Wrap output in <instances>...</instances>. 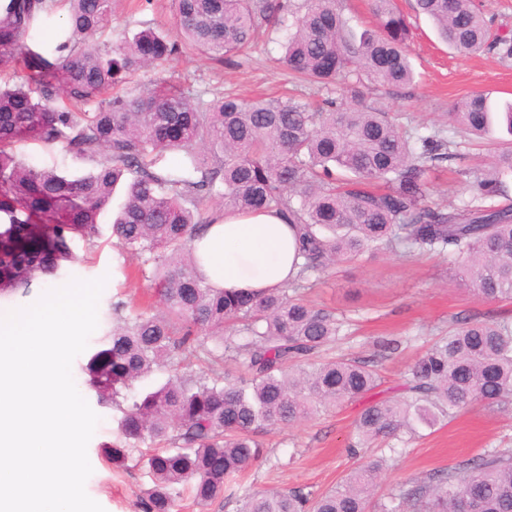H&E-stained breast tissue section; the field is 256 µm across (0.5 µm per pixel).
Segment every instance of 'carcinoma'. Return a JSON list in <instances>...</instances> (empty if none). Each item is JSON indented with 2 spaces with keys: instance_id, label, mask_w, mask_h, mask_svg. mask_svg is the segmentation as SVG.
<instances>
[{
  "instance_id": "obj_1",
  "label": "carcinoma",
  "mask_w": 512,
  "mask_h": 512,
  "mask_svg": "<svg viewBox=\"0 0 512 512\" xmlns=\"http://www.w3.org/2000/svg\"><path fill=\"white\" fill-rule=\"evenodd\" d=\"M64 2L68 18L54 42L33 46L32 31L52 15L53 0H0V296L36 277H61L78 260L75 241L93 245L115 188L126 184L112 236L150 274L160 311L117 304L112 329L82 372L96 403L121 412L118 440L104 445L112 462L153 448L138 459L152 480L143 512H181L183 488L210 504L233 477L267 461L268 428L377 387L378 363L400 341L376 340L369 360H316L346 333L345 321L301 298L310 276L379 250L437 252L478 297L512 299V205L486 204L512 179V146L495 154L461 207L430 204L426 180L437 163L461 158L456 136L512 137V102L467 96L448 112V136L412 132L367 104L362 87L416 79L410 22L394 0H371L377 26L360 33L338 0H173L174 34L147 27L110 44L95 35L112 23V0ZM416 3L456 53L512 56V40L489 31L475 0ZM263 24L285 31L281 63L292 74L343 85L350 104L326 99L313 110L296 98L231 96L207 104L173 75L114 92L187 50L229 60ZM30 142L59 144L93 169L76 175L34 165L17 152ZM168 153L177 164L161 163ZM214 199L236 213H287L299 225L298 279L261 294L207 285L192 241L211 223L201 204ZM187 352L209 363L208 372H179ZM167 368L165 382L127 396ZM475 402L512 410L510 321L456 319L409 365L404 396L363 407L350 447L411 440ZM383 462H365L316 496L246 492L239 512H512V448L373 505Z\"/></svg>"
}]
</instances>
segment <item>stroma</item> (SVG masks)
Wrapping results in <instances>:
<instances>
[{"label":"stroma","mask_w":512,"mask_h":512,"mask_svg":"<svg viewBox=\"0 0 512 512\" xmlns=\"http://www.w3.org/2000/svg\"><path fill=\"white\" fill-rule=\"evenodd\" d=\"M412 24L409 50L417 73L414 84L390 92L367 89L369 103L385 107L408 128L429 133L449 128L448 111L458 99L474 92H486L497 101H512V56L499 51L461 56L440 42L429 21L414 9V0H395ZM152 26L173 28L171 0H115L112 24L98 36L112 42L119 33L135 32ZM282 36L266 27L257 28L251 46L236 55L233 63L218 64L190 53L176 64L185 76L194 97L210 101L219 94L244 97H273L294 92L321 99L339 97L338 89L317 90L294 83L280 61ZM499 146L483 143L461 144V160L437 164L427 175L430 199L452 209L472 197L470 174L487 171ZM469 176H461V169ZM110 216H103L100 236L93 246L76 242V263L69 265L60 281L94 280L101 267L111 275L98 304V329L112 326V306L117 302L147 305L155 301L154 283L137 271L135 258L120 253L111 232ZM305 297L317 306L334 310L352 320L354 333L337 343L332 358H370L372 342L391 336L401 342L396 354L379 367L382 384L373 399L401 397L404 375L416 356L436 338L445 334L454 319L471 316L481 320L512 317V303L487 301L452 281L448 262L442 256L428 255L407 259L383 251L336 264L312 276ZM360 403H348L308 421L273 427L263 437L269 451L264 464L246 470L236 478L238 492L270 488H298L323 492L335 487L352 469L363 462L386 456L378 496H386L401 486L423 481L434 472L461 467L468 460L496 448H512V412H499L480 405L459 412L454 419L422 437L397 443L395 450L372 447L352 449L354 421ZM101 419L99 430L88 444L93 472L86 482L88 495L104 512H141L140 500L152 485L136 460L126 466L112 465L102 454V443L114 441L116 412L95 406Z\"/></svg>","instance_id":"35a3bbf8"}]
</instances>
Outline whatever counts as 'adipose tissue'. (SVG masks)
I'll use <instances>...</instances> for the list:
<instances>
[{
	"label": "adipose tissue",
	"mask_w": 512,
	"mask_h": 512,
	"mask_svg": "<svg viewBox=\"0 0 512 512\" xmlns=\"http://www.w3.org/2000/svg\"><path fill=\"white\" fill-rule=\"evenodd\" d=\"M194 246L207 282L227 292L279 288L299 271L296 228L276 210L224 214Z\"/></svg>",
	"instance_id": "adipose-tissue-1"
}]
</instances>
